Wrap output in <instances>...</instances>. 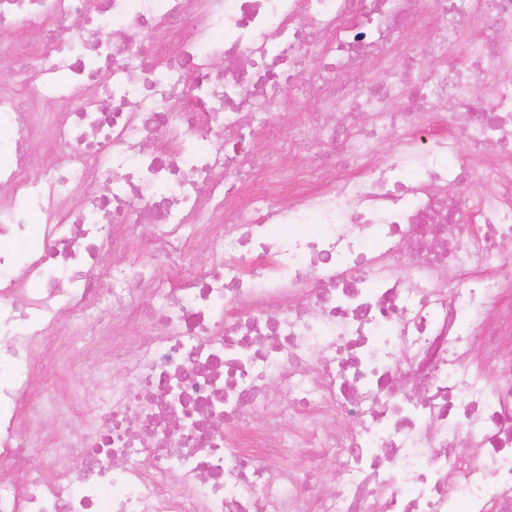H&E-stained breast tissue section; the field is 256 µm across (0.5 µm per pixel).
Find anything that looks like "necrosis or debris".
Segmentation results:
<instances>
[{
    "mask_svg": "<svg viewBox=\"0 0 512 512\" xmlns=\"http://www.w3.org/2000/svg\"><path fill=\"white\" fill-rule=\"evenodd\" d=\"M2 60L0 512H512V0H0Z\"/></svg>",
    "mask_w": 512,
    "mask_h": 512,
    "instance_id": "4bbe7bcc",
    "label": "necrosis or debris"
}]
</instances>
